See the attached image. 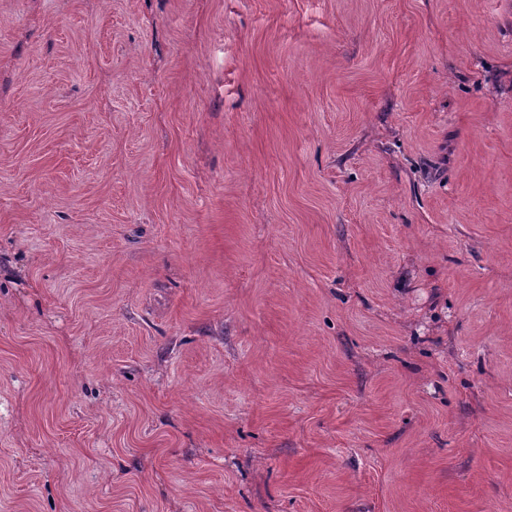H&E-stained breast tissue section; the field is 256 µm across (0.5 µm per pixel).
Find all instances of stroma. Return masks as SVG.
<instances>
[{
    "mask_svg": "<svg viewBox=\"0 0 512 512\" xmlns=\"http://www.w3.org/2000/svg\"><path fill=\"white\" fill-rule=\"evenodd\" d=\"M0 512H512V0H0Z\"/></svg>",
    "mask_w": 512,
    "mask_h": 512,
    "instance_id": "obj_1",
    "label": "stroma"
}]
</instances>
